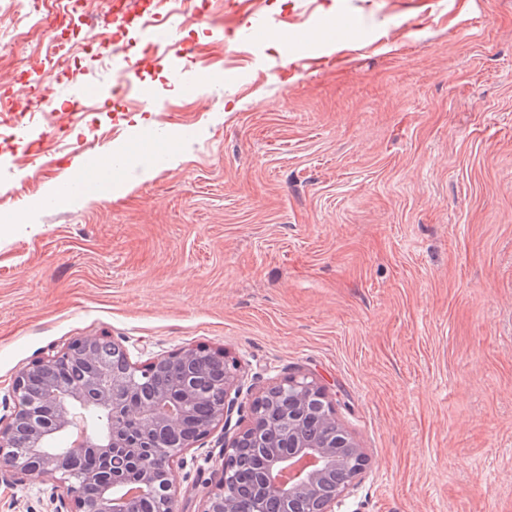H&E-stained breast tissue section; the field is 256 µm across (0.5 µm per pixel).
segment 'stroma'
Wrapping results in <instances>:
<instances>
[{"label":"stroma","mask_w":512,"mask_h":512,"mask_svg":"<svg viewBox=\"0 0 512 512\" xmlns=\"http://www.w3.org/2000/svg\"><path fill=\"white\" fill-rule=\"evenodd\" d=\"M184 59L155 55L143 107L75 120V83L117 82L81 50L35 115L47 160L0 138V215L74 162L141 144L123 190L0 238V408L20 369L70 339L132 360L185 346L240 367L242 403L316 376L369 457L337 512H512V0H259L269 23L230 54L234 0H139ZM285 36L282 48L270 44ZM43 28L0 16V86L42 71ZM178 136L176 161L165 142ZM222 431L175 466L177 512L220 477ZM53 486L0 471V512H50Z\"/></svg>","instance_id":"stroma-1"}]
</instances>
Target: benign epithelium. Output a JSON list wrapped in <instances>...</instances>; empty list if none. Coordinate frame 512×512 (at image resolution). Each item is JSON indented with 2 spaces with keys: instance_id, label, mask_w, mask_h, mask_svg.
<instances>
[{
  "instance_id": "1",
  "label": "benign epithelium",
  "mask_w": 512,
  "mask_h": 512,
  "mask_svg": "<svg viewBox=\"0 0 512 512\" xmlns=\"http://www.w3.org/2000/svg\"><path fill=\"white\" fill-rule=\"evenodd\" d=\"M192 366L207 395L183 377ZM168 384L150 394L154 377ZM239 382L224 351L182 347L144 363L119 342L83 336L19 371L13 407L0 417V461L10 471L62 488L53 512H176L175 462L225 427L228 399ZM288 398V411L272 412ZM104 413L103 432L82 430L85 411ZM71 434L63 448L50 447ZM262 449L252 493H238L240 455ZM224 467L203 497L201 512H335L369 462L336 417L326 387L313 376H290L254 398L248 422L224 438Z\"/></svg>"
}]
</instances>
